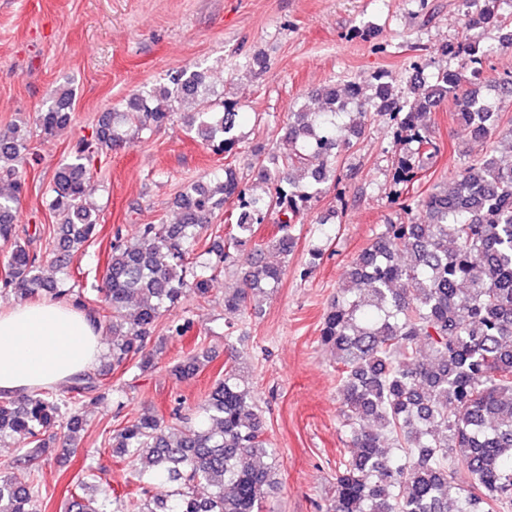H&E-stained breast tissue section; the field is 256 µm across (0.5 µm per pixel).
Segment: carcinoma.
Listing matches in <instances>:
<instances>
[{"label":"carcinoma","instance_id":"obj_1","mask_svg":"<svg viewBox=\"0 0 512 512\" xmlns=\"http://www.w3.org/2000/svg\"><path fill=\"white\" fill-rule=\"evenodd\" d=\"M504 0H460L468 28L494 27L498 46L512 48V13ZM494 51L464 37L455 53L470 58V76L440 70L432 80L405 84L380 72L370 93L355 82L329 85L320 105L291 113L282 143L253 149L254 169L266 190L257 194L233 162L213 181L194 182L175 198V224H141L127 240L113 232L105 287L88 305L67 286L68 267L98 232L86 183L95 154L165 127L185 105L188 130L232 156L243 117L238 102L185 67L166 82L132 95L107 112L57 169L49 209L57 216V245L44 274V254L21 238L16 205L26 182L16 168L28 151L17 129L0 135V245L9 248L0 294L63 298L89 310L112 331V369L157 365V331L187 292L207 293L210 273L237 267L239 287L224 308L244 311L261 290L279 286L285 266L264 262L249 248L255 227L275 220L272 248L288 256L310 203L334 189L343 194V159L365 134L367 121L386 120L395 138L415 152L393 163L402 189L393 204L409 219L381 224L346 270L345 283L320 322L318 343L334 356L341 431L348 447L336 466L326 512H512V153L464 162L449 181L422 196L413 190L423 156L439 151L420 119L441 98L456 101V121L474 140L496 130L495 99L481 96L483 59ZM74 90L60 87L37 122L45 139L72 121ZM232 230L202 233L218 214ZM213 357L193 353L171 369L194 378ZM109 395L106 373L94 370L57 393L38 389L0 399V440L19 435L9 471L0 474V512H42L48 493L40 476L55 454L49 429L66 420L70 442L84 430L77 405ZM200 420L176 428L153 414L112 432V455L140 462L120 492L89 465L74 483L65 512H268L277 486L278 449L265 437L253 391L241 379L235 352L199 406Z\"/></svg>","mask_w":512,"mask_h":512}]
</instances>
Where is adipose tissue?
Instances as JSON below:
<instances>
[{
  "mask_svg": "<svg viewBox=\"0 0 512 512\" xmlns=\"http://www.w3.org/2000/svg\"><path fill=\"white\" fill-rule=\"evenodd\" d=\"M99 336L92 314L70 303L0 306V393L68 384L98 362Z\"/></svg>",
  "mask_w": 512,
  "mask_h": 512,
  "instance_id": "ef3b65f1",
  "label": "adipose tissue"
}]
</instances>
